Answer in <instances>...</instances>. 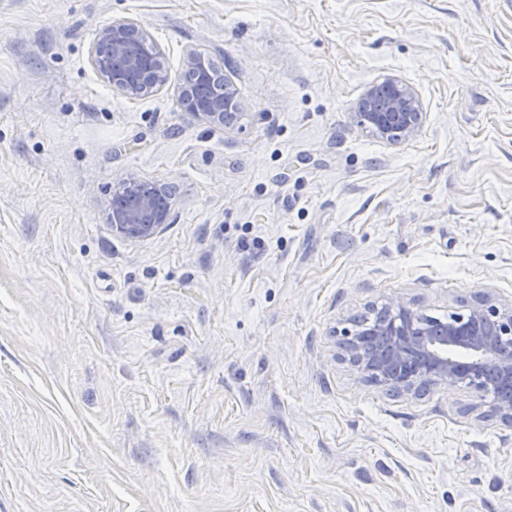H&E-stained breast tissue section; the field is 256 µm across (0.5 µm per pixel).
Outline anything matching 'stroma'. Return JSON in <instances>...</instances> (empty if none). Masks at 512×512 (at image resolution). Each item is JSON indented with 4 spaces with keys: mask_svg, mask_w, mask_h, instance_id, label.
Listing matches in <instances>:
<instances>
[{
    "mask_svg": "<svg viewBox=\"0 0 512 512\" xmlns=\"http://www.w3.org/2000/svg\"><path fill=\"white\" fill-rule=\"evenodd\" d=\"M140 22L169 83L89 51ZM204 52L227 131L179 100ZM390 77L426 117L357 128ZM175 185L113 235L116 179ZM512 303V0H0V512H512V426L392 396L337 335ZM89 61L112 90L126 96H140L146 88L161 89L169 80L162 52L134 20L111 21L102 26Z\"/></svg>",
    "mask_w": 512,
    "mask_h": 512,
    "instance_id": "1",
    "label": "stroma"
}]
</instances>
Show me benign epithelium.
<instances>
[{"mask_svg": "<svg viewBox=\"0 0 512 512\" xmlns=\"http://www.w3.org/2000/svg\"><path fill=\"white\" fill-rule=\"evenodd\" d=\"M93 70L112 90L139 96L158 90L169 80L164 56L143 26L134 20L111 21L102 26L89 52ZM185 74L202 91L180 98L185 111L198 120L233 127L238 115L237 93L229 80L212 87L211 62L192 51L183 62ZM356 113L357 125L391 144L414 137L424 113L412 86L396 77L367 90ZM172 203L167 192L154 185L149 190L133 177L116 181L112 191L109 223L112 233L130 240H147L170 223ZM386 320L378 330L389 337V362L367 360L362 326L343 328L337 358L371 375L386 391L418 396L425 388H453L461 384L475 393L467 411L478 421L495 418L512 425V397L495 395L512 387V304L501 305L490 297L453 313L448 323L426 326V316L415 304L398 297L385 304Z\"/></svg>", "mask_w": 512, "mask_h": 512, "instance_id": "benign-epithelium-1", "label": "benign epithelium"}]
</instances>
